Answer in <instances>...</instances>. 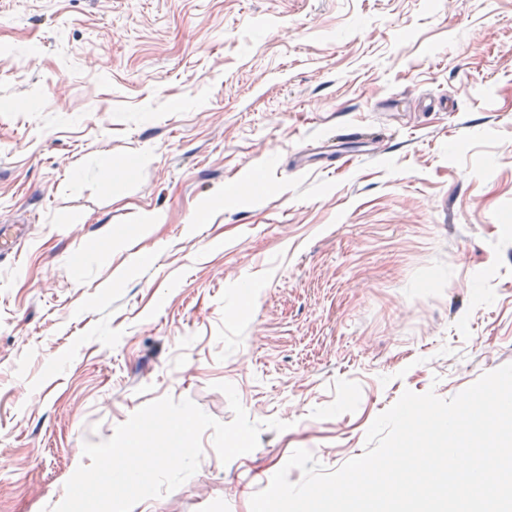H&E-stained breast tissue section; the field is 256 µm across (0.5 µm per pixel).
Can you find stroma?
Masks as SVG:
<instances>
[{
  "label": "stroma",
  "mask_w": 512,
  "mask_h": 512,
  "mask_svg": "<svg viewBox=\"0 0 512 512\" xmlns=\"http://www.w3.org/2000/svg\"><path fill=\"white\" fill-rule=\"evenodd\" d=\"M508 363L512 0H0V512L155 400L231 422L220 382L257 448L150 509L251 512Z\"/></svg>",
  "instance_id": "obj_1"
}]
</instances>
